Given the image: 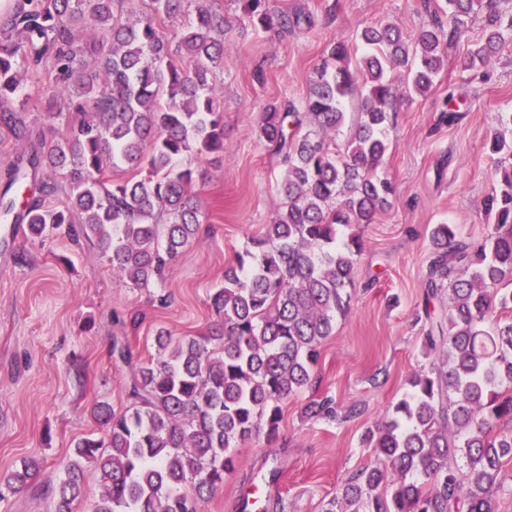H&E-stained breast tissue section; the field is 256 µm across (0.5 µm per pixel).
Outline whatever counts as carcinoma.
<instances>
[{"instance_id":"obj_1","label":"carcinoma","mask_w":512,"mask_h":512,"mask_svg":"<svg viewBox=\"0 0 512 512\" xmlns=\"http://www.w3.org/2000/svg\"><path fill=\"white\" fill-rule=\"evenodd\" d=\"M184 2L149 0L148 11L131 19L124 0H16L0 21V128L30 143L6 189L28 176L35 183L20 210L0 194V222L25 224L34 237L92 242L135 288L161 283L202 224L193 171L179 166L180 157L224 151V102L213 85L224 59V14L198 6L173 46L158 18L181 16ZM242 2L261 28L312 23L302 12L272 16L265 0ZM505 3L445 0L448 23L435 13L415 37L389 24L367 26L359 58L349 44L335 43L303 100L263 108L259 136L284 173L280 206L254 241L258 253L239 255L210 296L214 335L159 333V356L133 373L125 411L105 402L92 407L105 437L75 444L56 486L47 487L54 512H74L86 463L103 486L93 512H198L235 471L239 443L276 437L283 404L315 383L323 341L349 309L363 255L353 228L372 223L393 193L377 169L389 148L395 72L407 74L406 91L429 92L445 45L464 38L468 19L483 10L485 42L463 66H485L512 36ZM44 78L59 98L46 103L52 124L36 132L15 101L38 97ZM360 83L367 94L342 149L336 132ZM487 148L502 185L484 208L493 232L472 243L455 224L431 231L426 298L448 284V336L424 343L436 352L434 367L413 374L389 420L364 433L373 460L322 512H498L512 429H491L512 423V320L489 331L485 324L512 309V138L495 134ZM123 169L141 178L112 180ZM302 413L333 418L336 407L326 396ZM38 471L25 461L0 486L23 488Z\"/></svg>"}]
</instances>
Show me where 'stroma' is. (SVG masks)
Masks as SVG:
<instances>
[{
  "instance_id": "obj_1",
  "label": "stroma",
  "mask_w": 512,
  "mask_h": 512,
  "mask_svg": "<svg viewBox=\"0 0 512 512\" xmlns=\"http://www.w3.org/2000/svg\"><path fill=\"white\" fill-rule=\"evenodd\" d=\"M214 6L224 14V64L214 77L224 99V152L185 159L200 174L194 191L203 222L163 282L130 287L97 248L76 250L55 236L24 235L0 250V477L26 460L41 467L23 490L0 492V512H49L46 487L75 443L103 435L93 404L125 410L133 366L158 356L157 332L210 334L211 293L279 203L283 167L257 132L263 107L304 98L333 42L355 48L364 27L389 23L413 35L432 20L424 0H266L273 14H312L311 26L287 33L253 27L241 0ZM486 27L485 14L470 19L468 42ZM468 42L449 46L426 96L402 91L394 101L390 146L379 167L394 192L373 223L358 228L364 253L350 308L321 347L320 382L284 405L275 442L239 444L236 470L200 512H243L256 485L275 512H320L372 460L363 433L385 420L411 375L430 368L424 338L448 311L442 292L429 303L434 316L425 312L431 230L455 224L468 240L491 232L483 201L499 177L487 142L500 113L512 111V40L477 72L458 66ZM448 105L458 112L451 125L442 118ZM116 339L128 345L131 364L112 358ZM326 394L336 401V419L303 418L302 407Z\"/></svg>"
}]
</instances>
